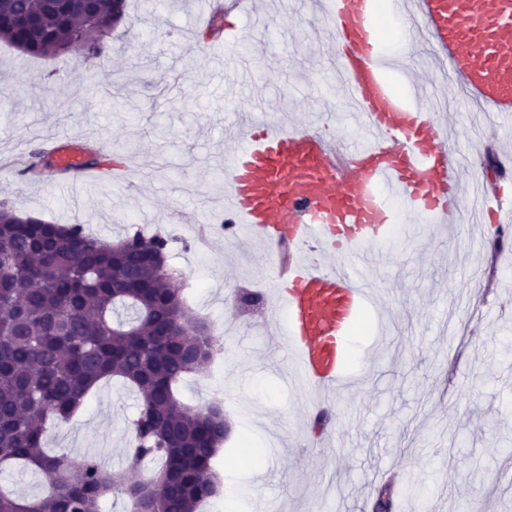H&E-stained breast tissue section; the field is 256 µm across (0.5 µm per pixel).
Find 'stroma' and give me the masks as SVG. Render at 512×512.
Here are the masks:
<instances>
[{
  "label": "stroma",
  "mask_w": 512,
  "mask_h": 512,
  "mask_svg": "<svg viewBox=\"0 0 512 512\" xmlns=\"http://www.w3.org/2000/svg\"><path fill=\"white\" fill-rule=\"evenodd\" d=\"M230 23L241 30L248 69L225 63L224 33L208 28L190 0H128L107 57L76 52L29 59L0 42V201L58 224L81 223L115 242L140 231L169 241V265L194 315L224 343L222 364L186 378L184 396L220 402L225 445H259V459L222 457L228 488L244 492L245 512H372L394 477L393 512H512V244L491 254L495 231L459 214L450 224L416 223L393 232L369 273L382 296L343 339L349 381L327 400L289 387L274 339L282 323L272 288L274 262H253L260 240L225 233L224 155L237 142L224 129L237 114L289 126L330 115L328 132L352 143L365 135L333 89L326 23L313 0H256ZM410 83L447 100L455 137L450 152L464 184L488 159L506 166L512 129L472 108L458 80L422 60ZM54 136L105 163H122L133 181L99 177L72 201L62 179L77 173H24V157ZM134 394L100 385L68 422L52 427L56 451L127 466Z\"/></svg>",
  "instance_id": "obj_1"
}]
</instances>
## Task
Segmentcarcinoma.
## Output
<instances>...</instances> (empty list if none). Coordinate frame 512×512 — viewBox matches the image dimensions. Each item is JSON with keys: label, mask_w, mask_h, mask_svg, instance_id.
I'll return each mask as SVG.
<instances>
[{"label": "carcinoma", "mask_w": 512, "mask_h": 512, "mask_svg": "<svg viewBox=\"0 0 512 512\" xmlns=\"http://www.w3.org/2000/svg\"><path fill=\"white\" fill-rule=\"evenodd\" d=\"M123 8L125 0H0V15L13 21L0 40L27 57L76 48L100 58ZM16 213L0 202V467L32 470L46 490L32 500L0 491V512H101L115 493L126 512L153 507L126 473L108 471L98 457L82 456L73 474L69 456L45 448L48 426L69 421L109 379L137 395L131 467L161 461L162 512H196L216 495L224 417L179 394L183 380L209 362L213 336L157 335L156 323L191 317L166 265L168 240L133 236L154 248L161 267L135 253L116 262L112 243L80 224Z\"/></svg>", "instance_id": "1"}]
</instances>
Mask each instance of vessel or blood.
<instances>
[{"label": "vessel or blood", "mask_w": 512, "mask_h": 512, "mask_svg": "<svg viewBox=\"0 0 512 512\" xmlns=\"http://www.w3.org/2000/svg\"><path fill=\"white\" fill-rule=\"evenodd\" d=\"M393 9L417 16L426 42L483 111L512 119V0H394ZM321 15L343 75L340 93L368 138L340 152L306 125L248 124L224 158V212L248 233L287 244L275 283L285 319L278 344L289 355L290 382L327 392L344 378L336 338L375 297L368 273L398 207L444 224L460 213L462 194L439 113L391 86L373 0H323ZM44 149L59 170L88 173L83 155L58 139ZM335 252L351 263L332 262Z\"/></svg>", "instance_id": "1"}]
</instances>
